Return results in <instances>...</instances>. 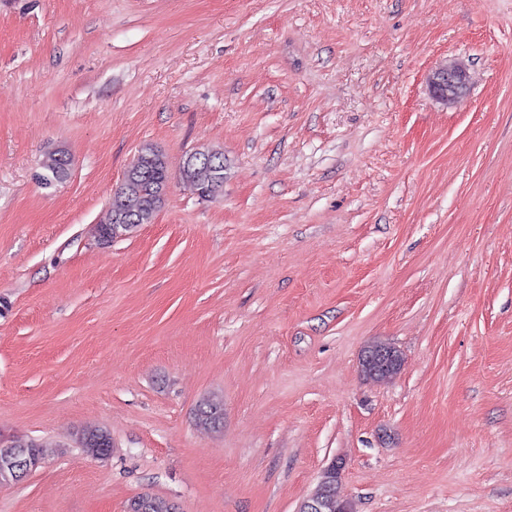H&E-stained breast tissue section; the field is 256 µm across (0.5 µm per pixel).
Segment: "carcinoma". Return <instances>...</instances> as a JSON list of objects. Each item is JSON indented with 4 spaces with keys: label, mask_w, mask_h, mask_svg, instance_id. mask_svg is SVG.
<instances>
[{
    "label": "carcinoma",
    "mask_w": 512,
    "mask_h": 512,
    "mask_svg": "<svg viewBox=\"0 0 512 512\" xmlns=\"http://www.w3.org/2000/svg\"><path fill=\"white\" fill-rule=\"evenodd\" d=\"M148 164L152 166L157 177L143 182L129 179L121 183L112 193L111 212L131 214V224L124 233L131 234L138 226L149 224L155 217L161 203V196L167 187L170 176L167 163L162 153L146 146L141 150L132 168ZM224 167V152L219 149L199 151V156L184 161L180 178L191 184L205 199L210 200L224 193V172H217L214 167ZM62 169V159L57 152L43 155L35 180L44 187H50L62 178L57 173ZM197 424L204 428L215 429L224 421V405L217 399H206L198 408ZM83 448H97L104 454L112 451L111 433L104 427H92L82 431ZM317 492L328 501L325 512H352L350 504L338 493V479L330 470H325L318 484ZM128 512H174V506L168 502L149 495L132 498L128 503Z\"/></svg>",
    "instance_id": "1"
}]
</instances>
